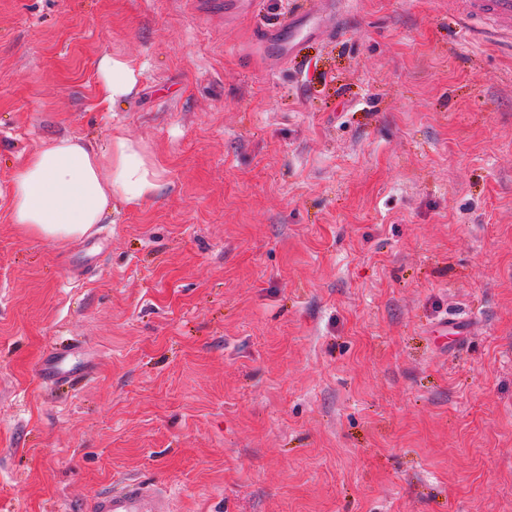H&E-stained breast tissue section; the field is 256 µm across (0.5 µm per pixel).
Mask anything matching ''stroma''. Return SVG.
<instances>
[{"instance_id": "stroma-1", "label": "stroma", "mask_w": 512, "mask_h": 512, "mask_svg": "<svg viewBox=\"0 0 512 512\" xmlns=\"http://www.w3.org/2000/svg\"><path fill=\"white\" fill-rule=\"evenodd\" d=\"M224 2L0 0V512L130 479L174 512H512V41L318 0L268 76L294 0ZM106 55L137 73L108 112ZM120 131L156 196L66 243L12 223L23 156ZM297 32L296 21L291 26V22L285 19L279 26L261 29L255 34V39L265 48L277 49L281 59L288 60Z\"/></svg>"}]
</instances>
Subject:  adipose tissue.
<instances>
[{"label": "adipose tissue", "instance_id": "1", "mask_svg": "<svg viewBox=\"0 0 512 512\" xmlns=\"http://www.w3.org/2000/svg\"><path fill=\"white\" fill-rule=\"evenodd\" d=\"M99 103L111 107L136 82L131 62L104 57L100 64ZM156 173L146 166L124 134L109 146L93 149L84 141L61 136L30 154L12 182V221L38 237L61 241L86 235L112 208L113 192L132 204L154 196Z\"/></svg>", "mask_w": 512, "mask_h": 512}]
</instances>
